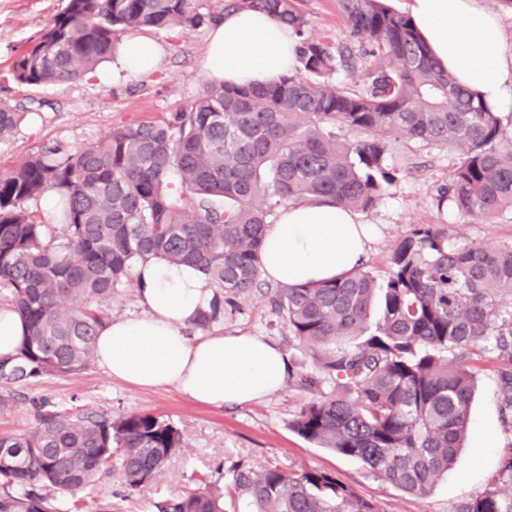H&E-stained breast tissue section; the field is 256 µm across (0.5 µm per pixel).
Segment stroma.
<instances>
[{
    "label": "stroma",
    "mask_w": 512,
    "mask_h": 512,
    "mask_svg": "<svg viewBox=\"0 0 512 512\" xmlns=\"http://www.w3.org/2000/svg\"><path fill=\"white\" fill-rule=\"evenodd\" d=\"M65 0H0V102L24 112L11 137L0 140V162L36 153L59 142L75 151L95 142L117 125L163 119L196 98L210 75L204 67L212 21L224 17V0H194L207 17L202 27L185 30L145 29L142 38L161 49L152 74L132 76L117 71L116 61L101 65L85 78L44 86L12 81L7 71L13 57L39 37L63 8ZM311 34L343 36L345 22L339 0H304ZM389 163L401 167L403 178L371 210L363 222L375 228L364 266L385 278L395 243L415 224H447L461 241H512V213L484 224L451 206L440 207L436 189L446 183L456 161L447 147L424 145L396 134L389 140ZM224 334L265 337L287 356L292 374L284 386L265 398L222 407L193 403L172 388L145 389L113 379L98 365L70 375L46 376L32 384H0V432H23L36 425L34 402L47 400L63 408L115 416L148 412L171 418L182 430L185 446L155 479L133 495H125L116 477L104 476L94 491L96 502L112 512H154L161 497L199 485L203 474L218 465L273 464L285 470L321 469L332 472L379 512H456L464 500L483 491L497 476L502 452L512 444V431L501 423L502 383L497 353L485 347L467 359L476 378L470 408L468 438L454 467L423 497L402 493L355 459L315 447L294 433L290 423L310 400L296 374L313 372L312 363L289 344L288 330L272 313L263 293L245 300L240 310L225 314Z\"/></svg>",
    "instance_id": "obj_1"
}]
</instances>
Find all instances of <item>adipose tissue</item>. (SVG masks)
<instances>
[{
    "mask_svg": "<svg viewBox=\"0 0 512 512\" xmlns=\"http://www.w3.org/2000/svg\"><path fill=\"white\" fill-rule=\"evenodd\" d=\"M411 18L433 54L461 84L494 104L512 103L501 71L497 22L472 0H409ZM296 37L268 14H225L210 33L206 69L233 85L268 83L295 64ZM159 47L132 37L119 48V65L133 74L153 71ZM371 231L356 212L326 202L281 208L261 252L262 275L282 284L334 279L360 263ZM134 282L141 313L113 318L99 329L95 361L114 378L142 388L170 386L213 407L257 401L284 383L288 358L260 336L188 330L213 298L196 269L154 259L139 262Z\"/></svg>",
    "mask_w": 512,
    "mask_h": 512,
    "instance_id": "obj_1",
    "label": "adipose tissue"
}]
</instances>
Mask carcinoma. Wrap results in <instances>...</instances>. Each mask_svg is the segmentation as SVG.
Instances as JSON below:
<instances>
[{
  "instance_id": "cac0c4a2",
  "label": "carcinoma",
  "mask_w": 512,
  "mask_h": 512,
  "mask_svg": "<svg viewBox=\"0 0 512 512\" xmlns=\"http://www.w3.org/2000/svg\"><path fill=\"white\" fill-rule=\"evenodd\" d=\"M344 37L308 35L304 0H224L259 10L299 39L293 72L267 84L213 79L160 121L114 126L78 151L44 147L0 166V288L25 322L18 353L0 358V383H33L84 369L103 300L147 259L192 266L212 288L196 326L224 323L261 288V248L276 207L325 198L372 209L402 172L388 163L395 132L457 153L441 207L495 224L512 212V143L496 108L432 54L412 19L388 0H340ZM202 23L194 0H66L9 77L39 86L73 81L108 59L119 33ZM364 69L361 90L335 75ZM22 114L0 103V140ZM361 137L348 140L342 132ZM48 192L63 207L47 224L26 202ZM289 335L317 375L291 428L353 458L400 491L426 495L462 447L474 380L463 361L493 344L512 429V242L474 245L446 224H415L395 243L384 280L359 267L334 280L267 289ZM381 298L371 320L375 298ZM325 383L338 392L318 394ZM36 426L0 433V512H82L100 476L133 494L184 447L170 419L117 417L35 405ZM156 503L157 512H224L210 483ZM251 512H379L330 472L277 465L232 469ZM457 512H512L498 481Z\"/></svg>"
}]
</instances>
